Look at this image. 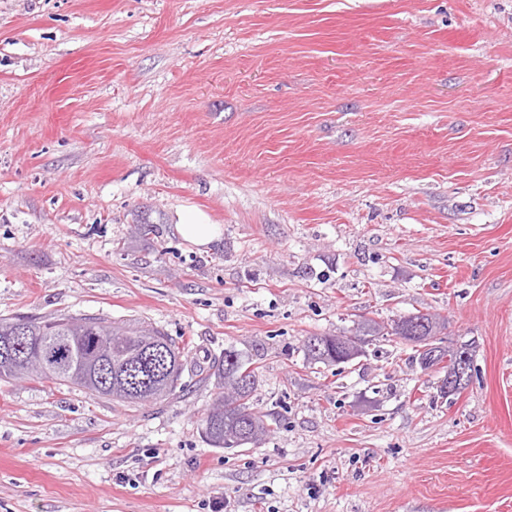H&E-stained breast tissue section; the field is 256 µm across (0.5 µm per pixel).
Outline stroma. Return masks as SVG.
Listing matches in <instances>:
<instances>
[{
  "mask_svg": "<svg viewBox=\"0 0 512 512\" xmlns=\"http://www.w3.org/2000/svg\"><path fill=\"white\" fill-rule=\"evenodd\" d=\"M418 313L461 394L304 358ZM59 314L162 329L182 386L0 380V512H512V0H0V318ZM228 349L257 446L202 437ZM176 229L181 237L198 247H207L217 240L219 225L211 224L202 212L185 208L177 214ZM348 336H310L304 343V355L310 364L321 363L325 366H338L348 363L349 361H341L347 356L344 352L346 349L342 345V341ZM318 345L320 351H315L314 346ZM337 358V362H336Z\"/></svg>",
  "mask_w": 512,
  "mask_h": 512,
  "instance_id": "stroma-1",
  "label": "stroma"
}]
</instances>
